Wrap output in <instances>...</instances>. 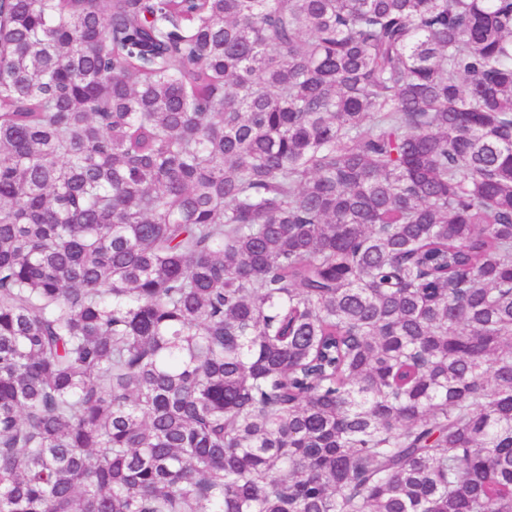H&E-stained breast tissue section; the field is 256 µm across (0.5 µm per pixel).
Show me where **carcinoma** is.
I'll return each instance as SVG.
<instances>
[{"mask_svg": "<svg viewBox=\"0 0 512 512\" xmlns=\"http://www.w3.org/2000/svg\"><path fill=\"white\" fill-rule=\"evenodd\" d=\"M0 512H512V0H0Z\"/></svg>", "mask_w": 512, "mask_h": 512, "instance_id": "1", "label": "carcinoma"}]
</instances>
